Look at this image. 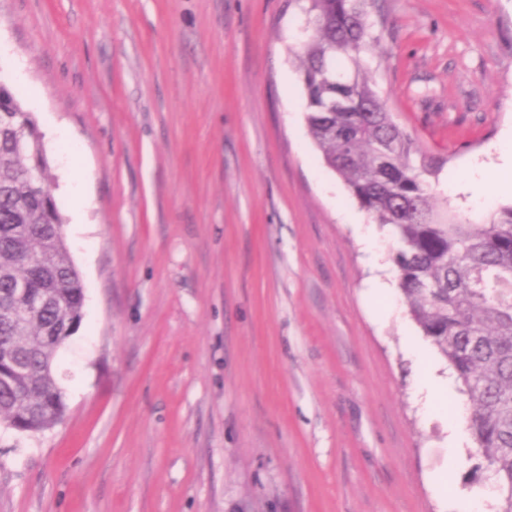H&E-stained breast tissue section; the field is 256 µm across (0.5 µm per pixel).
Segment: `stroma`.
<instances>
[{
	"label": "stroma",
	"mask_w": 512,
	"mask_h": 512,
	"mask_svg": "<svg viewBox=\"0 0 512 512\" xmlns=\"http://www.w3.org/2000/svg\"><path fill=\"white\" fill-rule=\"evenodd\" d=\"M370 22L388 112L446 161L438 209L511 205L455 180L512 150V0H376ZM304 26L297 0H0V81L64 218L79 189L93 225L64 229L85 287L66 417L0 426V512H464L490 490L389 229L308 135Z\"/></svg>",
	"instance_id": "stroma-1"
}]
</instances>
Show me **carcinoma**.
Here are the masks:
<instances>
[{
    "label": "carcinoma",
    "mask_w": 512,
    "mask_h": 512,
    "mask_svg": "<svg viewBox=\"0 0 512 512\" xmlns=\"http://www.w3.org/2000/svg\"><path fill=\"white\" fill-rule=\"evenodd\" d=\"M309 31L297 53L309 137L374 223L391 227L392 262L410 316L453 368L469 434L512 512V205L481 224L440 213L432 157L382 103L365 55L374 0H299ZM44 135L0 81V425L41 433L59 424L66 393L54 360L76 332L84 283Z\"/></svg>",
    "instance_id": "carcinoma-1"
}]
</instances>
